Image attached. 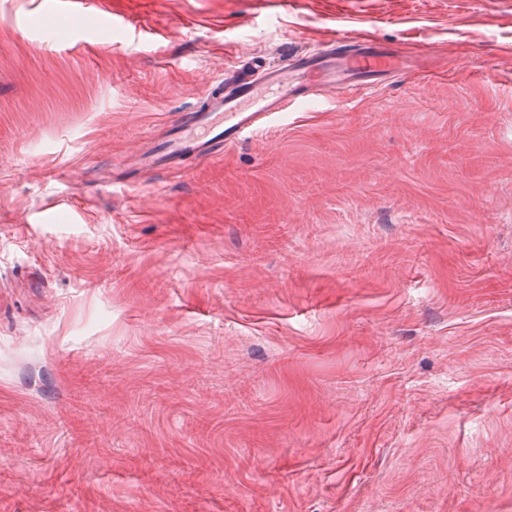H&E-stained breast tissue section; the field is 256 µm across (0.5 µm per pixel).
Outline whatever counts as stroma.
Instances as JSON below:
<instances>
[{"instance_id": "35a3bbf8", "label": "stroma", "mask_w": 512, "mask_h": 512, "mask_svg": "<svg viewBox=\"0 0 512 512\" xmlns=\"http://www.w3.org/2000/svg\"><path fill=\"white\" fill-rule=\"evenodd\" d=\"M0 0V512H512V0ZM424 50L212 154L208 85Z\"/></svg>"}]
</instances>
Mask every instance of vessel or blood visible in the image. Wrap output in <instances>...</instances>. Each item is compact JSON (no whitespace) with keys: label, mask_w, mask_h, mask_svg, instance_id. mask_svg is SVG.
Masks as SVG:
<instances>
[{"label":"vessel or blood","mask_w":512,"mask_h":512,"mask_svg":"<svg viewBox=\"0 0 512 512\" xmlns=\"http://www.w3.org/2000/svg\"><path fill=\"white\" fill-rule=\"evenodd\" d=\"M400 58L399 50L363 37L345 44L331 39L324 48L295 56L292 69L317 75L319 81L315 84L293 82L288 78L289 71L276 65L264 66L258 79L229 85L207 108L192 113L160 144L150 166L164 169L170 158L179 154L211 153L220 145L234 143L261 122L308 103L323 88L346 92L365 87L370 79H387L398 72Z\"/></svg>","instance_id":"b4317fda"}]
</instances>
